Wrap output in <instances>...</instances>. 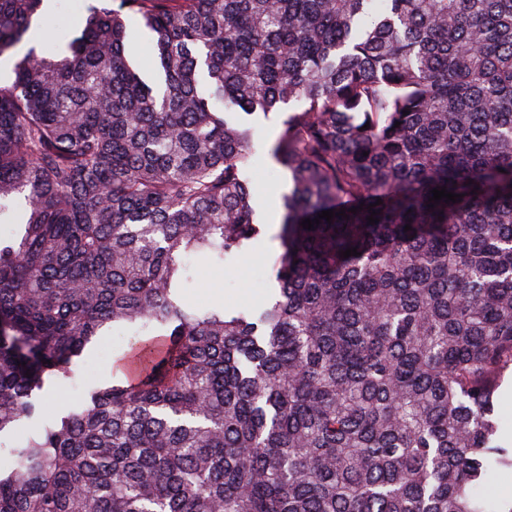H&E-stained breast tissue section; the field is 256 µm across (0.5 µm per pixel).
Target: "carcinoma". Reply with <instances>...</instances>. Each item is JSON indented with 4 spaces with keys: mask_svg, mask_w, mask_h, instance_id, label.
Here are the masks:
<instances>
[{
    "mask_svg": "<svg viewBox=\"0 0 512 512\" xmlns=\"http://www.w3.org/2000/svg\"><path fill=\"white\" fill-rule=\"evenodd\" d=\"M44 2L0 0V58L50 29ZM11 73L0 512H512L480 494L512 468V0H89ZM291 102L274 295L193 307L190 260L263 232L230 114ZM117 325L139 366L4 442ZM512 370L505 373L497 393L496 413L502 419L501 441L512 448Z\"/></svg>",
    "mask_w": 512,
    "mask_h": 512,
    "instance_id": "obj_1",
    "label": "carcinoma"
}]
</instances>
